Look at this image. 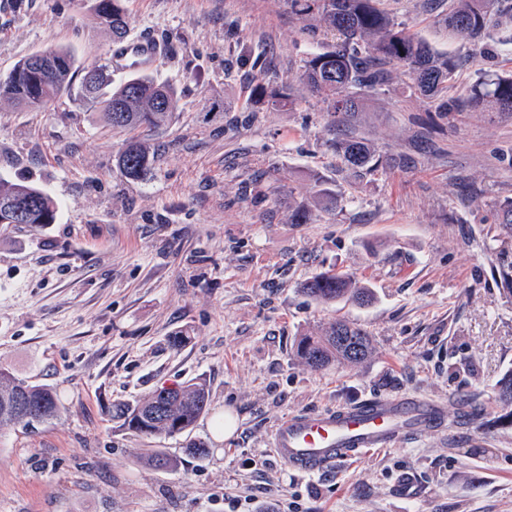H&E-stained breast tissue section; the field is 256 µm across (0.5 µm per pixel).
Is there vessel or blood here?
Listing matches in <instances>:
<instances>
[{"label":"vessel or blood","instance_id":"vessel-or-blood-1","mask_svg":"<svg viewBox=\"0 0 512 512\" xmlns=\"http://www.w3.org/2000/svg\"><path fill=\"white\" fill-rule=\"evenodd\" d=\"M167 53L164 43L136 37L112 50V70L121 73L151 67ZM440 406L418 398L366 400L331 412L294 415L274 430V451L293 471L307 474L347 460L368 448H385L437 427Z\"/></svg>","mask_w":512,"mask_h":512}]
</instances>
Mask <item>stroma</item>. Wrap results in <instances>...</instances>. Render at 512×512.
<instances>
[{
	"instance_id": "1",
	"label": "stroma",
	"mask_w": 512,
	"mask_h": 512,
	"mask_svg": "<svg viewBox=\"0 0 512 512\" xmlns=\"http://www.w3.org/2000/svg\"><path fill=\"white\" fill-rule=\"evenodd\" d=\"M95 3L0 0V75L61 47L77 66L107 63ZM121 5L129 36L167 45L149 74L181 97L167 123L133 134L158 151L144 179L117 167L130 134L85 101L26 112L0 100V177L59 207L52 224H0V365L61 403L56 418L0 436V512H249L269 498L291 512H512V423L496 402L512 371V225L498 217L512 198V114L470 103L483 74L512 70V11L492 56L448 90L463 111H437L394 66L363 111L339 115L299 83L331 37L287 0ZM383 6L432 49L468 53L427 0ZM259 81L290 101L256 103ZM347 135L371 144L377 171L341 161ZM331 268L373 301L308 299L302 284ZM336 318L369 333L373 356L302 364L296 340ZM189 380L210 391L192 431L207 457L109 416L115 402ZM394 396L435 402L444 427L311 475L271 452L286 417ZM228 412L237 430L216 436ZM153 448L174 468H149ZM407 474L418 498L400 493Z\"/></svg>"
}]
</instances>
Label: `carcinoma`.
Instances as JSON below:
<instances>
[{
  "label": "carcinoma",
  "instance_id": "obj_1",
  "mask_svg": "<svg viewBox=\"0 0 512 512\" xmlns=\"http://www.w3.org/2000/svg\"><path fill=\"white\" fill-rule=\"evenodd\" d=\"M377 0H288L293 13H316L336 36L330 48L311 55L303 65L300 80L312 91L326 96L336 113L359 111V100L351 89L375 91L389 81L387 65L402 64L411 80L410 88L435 96L450 81L457 63L437 56L414 34L400 29L375 5ZM501 0H448L444 22L448 35L477 47L485 54L493 26L492 13ZM96 12L101 24L120 41L128 30L120 0H97ZM52 69L42 74L32 63L33 56L17 62L8 74L0 76V99L5 98L28 111L43 109L64 95L77 91L86 102L101 107L112 126L135 129L158 126L177 110L174 88L140 74L114 85L112 71L94 64L84 70L79 86H74V58L64 49L50 51ZM256 95L270 106L290 99L283 89L263 84ZM472 99L489 112H512V74H492L474 88ZM336 149L352 168L373 172L379 166L370 145L359 138L336 143ZM153 154L150 147L129 139L117 158L122 174L139 180L150 171ZM9 202L30 206L32 224H53L56 202L42 190L27 184L0 178V219L6 218L3 205ZM303 292L319 304L343 299L368 303L370 288L354 278L333 271L313 276ZM373 353L368 333L355 323L334 321L316 335H303L295 345L296 356L307 366L323 369L342 363H361ZM206 383L189 381L163 396L155 391L135 403L112 404V419L145 436L188 434L209 404ZM499 401L512 418V373L499 380ZM61 410L56 392L32 383L0 367V437L18 426L28 427L56 417Z\"/></svg>",
  "mask_w": 512,
  "mask_h": 512
}]
</instances>
